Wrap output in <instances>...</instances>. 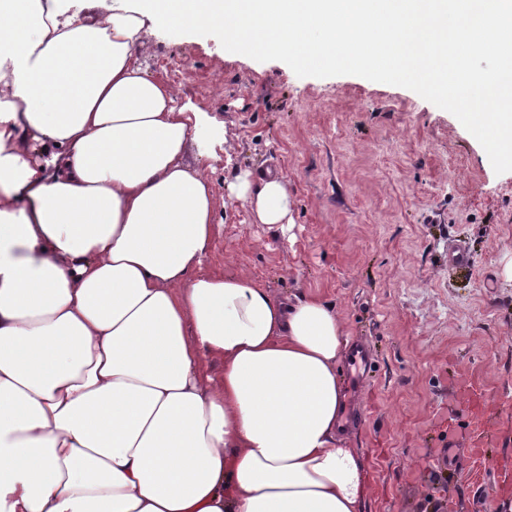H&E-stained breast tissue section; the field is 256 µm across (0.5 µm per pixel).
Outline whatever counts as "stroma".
Returning a JSON list of instances; mask_svg holds the SVG:
<instances>
[{"label": "stroma", "instance_id": "obj_1", "mask_svg": "<svg viewBox=\"0 0 512 512\" xmlns=\"http://www.w3.org/2000/svg\"><path fill=\"white\" fill-rule=\"evenodd\" d=\"M148 72L207 113L212 136L187 160L215 189L206 272L243 274L280 298L314 294L348 337L373 349L346 425L373 488L364 512H497L503 446L438 475L435 449L465 450L472 420L456 389L481 374L488 401L512 397V146L411 82L368 70L300 66L292 52H232L221 31L156 29ZM280 173L293 225L258 224L230 190L241 172ZM467 242L471 266L448 263Z\"/></svg>", "mask_w": 512, "mask_h": 512}]
</instances>
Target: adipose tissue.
I'll return each instance as SVG.
<instances>
[{
	"label": "adipose tissue",
	"instance_id": "1",
	"mask_svg": "<svg viewBox=\"0 0 512 512\" xmlns=\"http://www.w3.org/2000/svg\"><path fill=\"white\" fill-rule=\"evenodd\" d=\"M91 3L81 15L74 0H21L0 17V512H362L344 324L317 296L203 271L214 189L185 161L201 119L141 62L157 28L258 48L273 0ZM287 7L343 22L350 44L302 46L300 63L372 67L355 49L368 33L451 108L494 87L480 120L512 129V0H492L498 62L473 72L458 47L483 0ZM231 190L258 223H292L280 175L244 173Z\"/></svg>",
	"mask_w": 512,
	"mask_h": 512
}]
</instances>
